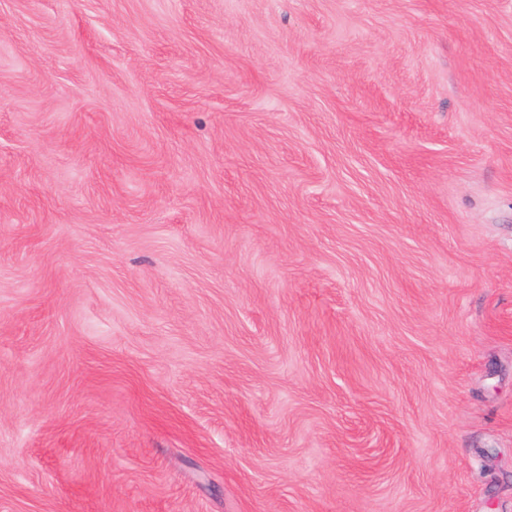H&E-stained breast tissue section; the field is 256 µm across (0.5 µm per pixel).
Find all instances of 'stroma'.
Segmentation results:
<instances>
[{
  "label": "stroma",
  "instance_id": "stroma-1",
  "mask_svg": "<svg viewBox=\"0 0 512 512\" xmlns=\"http://www.w3.org/2000/svg\"><path fill=\"white\" fill-rule=\"evenodd\" d=\"M0 512H512V0H0Z\"/></svg>",
  "mask_w": 512,
  "mask_h": 512
}]
</instances>
